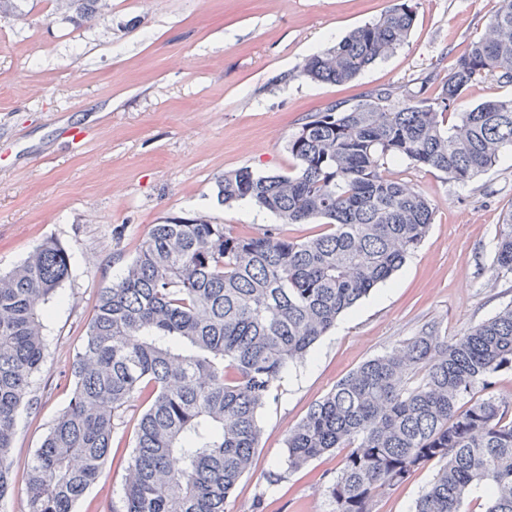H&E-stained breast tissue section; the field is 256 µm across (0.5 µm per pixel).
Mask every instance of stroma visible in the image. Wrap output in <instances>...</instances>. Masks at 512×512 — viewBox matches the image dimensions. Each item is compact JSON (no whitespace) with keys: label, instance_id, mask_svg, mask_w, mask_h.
Returning a JSON list of instances; mask_svg holds the SVG:
<instances>
[{"label":"stroma","instance_id":"1","mask_svg":"<svg viewBox=\"0 0 512 512\" xmlns=\"http://www.w3.org/2000/svg\"><path fill=\"white\" fill-rule=\"evenodd\" d=\"M417 3L407 40L344 85L296 70L393 0H112L109 14L79 25L53 13L49 0H21L23 24L0 14V272L48 237L72 256L69 279L47 305L48 351L36 402L17 419L14 492L0 512H23L31 459L70 400L66 373L96 289L134 257L151 225L197 213L256 233L276 224L269 213L255 219L245 202L219 203L217 177L288 171V137L307 114L379 87L415 90L428 72H447L485 35L497 0ZM75 127L82 139L72 138ZM399 169L434 205L429 232L281 379L229 512H252L258 499L263 512H334L327 479L342 451L268 486L289 428L347 374L421 329L453 337L512 303V271L494 263L499 218L512 209V154L464 186L430 168ZM139 412L131 406L111 460L75 512H120ZM437 469L429 463L380 494L375 512H412Z\"/></svg>","mask_w":512,"mask_h":512}]
</instances>
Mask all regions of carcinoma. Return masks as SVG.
Segmentation results:
<instances>
[{
    "instance_id": "1",
    "label": "carcinoma",
    "mask_w": 512,
    "mask_h": 512,
    "mask_svg": "<svg viewBox=\"0 0 512 512\" xmlns=\"http://www.w3.org/2000/svg\"><path fill=\"white\" fill-rule=\"evenodd\" d=\"M75 23L112 0H52ZM413 0L304 59L301 76L346 84L396 50L414 28ZM512 85V0H498L486 37L445 76L418 90L378 88L308 114L289 136L295 169L246 168L217 181L226 205L248 200L283 224L318 222L295 239L280 228L236 231L202 214L151 225L119 276L97 288L70 366L71 398L31 461L24 512H73L112 455L131 403L137 419L123 512H227L260 443V411L291 365L303 362L337 319L386 282L424 240L434 208L408 190L407 160L466 185L512 148V97L462 112L476 81ZM436 86L434 95L427 88ZM495 264L512 270V210L499 224ZM71 274L57 240L37 244L0 275V501L21 409L33 404L48 347L46 304ZM512 370V305L458 336L425 328L371 358L288 430L275 485L344 449L328 491L335 512H374L376 498L431 461L440 463L414 512H512V405L493 394L465 409L471 391Z\"/></svg>"
}]
</instances>
